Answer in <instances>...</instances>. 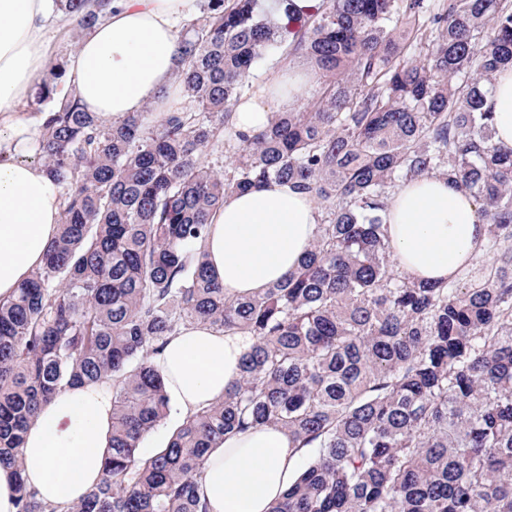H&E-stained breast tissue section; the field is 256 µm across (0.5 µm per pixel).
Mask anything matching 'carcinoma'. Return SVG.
Masks as SVG:
<instances>
[{
	"mask_svg": "<svg viewBox=\"0 0 512 512\" xmlns=\"http://www.w3.org/2000/svg\"><path fill=\"white\" fill-rule=\"evenodd\" d=\"M259 2L201 0L164 112L104 121L62 63L38 87V155L63 213L44 265L0 301V462L21 465L59 389L109 379L105 478L70 512H207L208 449L271 424L307 454L270 512H512V146L484 109L512 67V0H279L277 17ZM111 4L51 0L78 35ZM272 54L306 59L316 88L248 138L235 107ZM436 173L486 218L462 286L391 262V192ZM271 180L325 217L297 271L228 299L207 275L210 215ZM198 322L250 340L240 378L146 453L169 410L152 357ZM17 512H47L21 478Z\"/></svg>",
	"mask_w": 512,
	"mask_h": 512,
	"instance_id": "obj_1",
	"label": "carcinoma"
}]
</instances>
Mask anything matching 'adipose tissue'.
Returning <instances> with one entry per match:
<instances>
[{
  "label": "adipose tissue",
  "mask_w": 512,
  "mask_h": 512,
  "mask_svg": "<svg viewBox=\"0 0 512 512\" xmlns=\"http://www.w3.org/2000/svg\"><path fill=\"white\" fill-rule=\"evenodd\" d=\"M46 0H0V301L43 263L59 230V186L41 164L27 161L37 148L31 123L18 107L41 81L49 48L44 38ZM191 0H113L111 13L81 41L68 77L87 111L117 121L159 103L175 91L180 45L176 19ZM312 74L284 68L268 81L293 92L263 91L235 109L238 130L265 126L270 106L297 108ZM484 106L494 117L495 139L512 146V70L497 73ZM388 234L397 268L410 281L445 283L472 262L486 240V221L474 198L451 180L428 175L389 198ZM314 199L292 184L271 181L225 196L210 217L204 242L210 274L229 298L262 292L287 278L316 237ZM242 336L204 325L180 329L154 363L169 400L187 416L222 400L240 377ZM112 437V384L63 388L28 428L22 468L0 464V512H16L18 479L58 512L70 508L103 477ZM301 453L286 430L262 426L214 445L197 493L209 512H269L294 482Z\"/></svg>",
  "instance_id": "adipose-tissue-1"
}]
</instances>
